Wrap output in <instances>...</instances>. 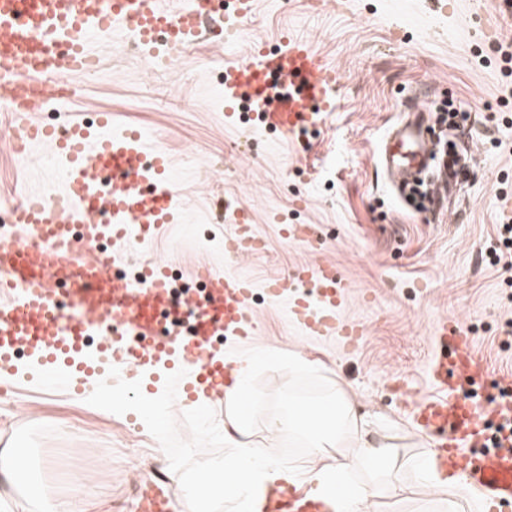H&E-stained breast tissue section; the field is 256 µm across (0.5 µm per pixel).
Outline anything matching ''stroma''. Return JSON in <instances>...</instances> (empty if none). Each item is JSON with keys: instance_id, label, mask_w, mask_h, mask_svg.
I'll return each instance as SVG.
<instances>
[{"instance_id": "1", "label": "stroma", "mask_w": 512, "mask_h": 512, "mask_svg": "<svg viewBox=\"0 0 512 512\" xmlns=\"http://www.w3.org/2000/svg\"><path fill=\"white\" fill-rule=\"evenodd\" d=\"M288 32L340 71L335 110L288 139L245 118L226 125L224 65L254 44L278 46ZM503 45H512L503 0H255L233 49L198 44L162 73L147 74L123 40L96 46L93 73L76 81L80 99L57 116L68 123L108 111L168 149L185 217L139 247L127 273L159 260L187 288L208 268L254 281L257 336L214 340L230 354L263 356L247 383L250 441L305 470L315 459L305 435L273 434L269 421L305 387L324 398L345 392L373 438L391 445L401 474L393 485L378 480L373 512H512V501L493 508L475 489L462 498L446 487L431 492L416 469L429 439L394 395L401 385L413 398L428 394L432 324L446 317L469 336L492 384L512 375V267L494 260L498 225H512V63ZM441 100L464 116L454 141L469 171L436 207L418 209L394 191L381 148L412 108ZM57 178L43 151L0 153V195ZM223 204L246 209L263 251L243 261L225 255L234 227L220 217ZM282 223L311 225L312 247L282 240ZM324 260L351 285L342 314L365 327L357 348L302 336L263 289L272 276ZM13 362L19 373L0 396V451L24 449L31 480L12 488L0 474V512L49 504L67 512L77 486L83 512H133L137 478L160 474L182 512H194L195 476L223 477L236 452L223 404L183 403L174 380L146 382L133 398L82 399L52 386L26 355Z\"/></svg>"}]
</instances>
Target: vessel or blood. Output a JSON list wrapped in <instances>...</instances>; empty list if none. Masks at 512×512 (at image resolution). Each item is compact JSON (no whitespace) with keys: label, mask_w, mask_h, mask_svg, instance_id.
Masks as SVG:
<instances>
[{"label":"vessel or blood","mask_w":512,"mask_h":512,"mask_svg":"<svg viewBox=\"0 0 512 512\" xmlns=\"http://www.w3.org/2000/svg\"><path fill=\"white\" fill-rule=\"evenodd\" d=\"M209 4L186 0L175 10L166 0H0V97L18 103L44 80L90 72L97 62L93 39L132 32L144 59L158 67L156 34H166L177 48L198 41L217 46L222 37L240 34L253 9L252 0H234L219 18ZM338 82L336 70L321 64L311 44L291 35L278 50L260 46L251 61L225 65L224 117L236 122L238 103L247 97L261 127L291 137L334 110ZM19 119L10 149L27 153L49 146L63 180L53 194L17 196L10 209L14 238L0 236V377L22 349L46 367H68L82 392L104 387L96 362L108 359L125 383L166 368L192 375L183 389L189 402L223 401L225 388L234 382L233 368L214 350L212 339L244 340L257 332L249 280L206 271L209 295L200 307L187 299L174 302L166 264L143 265L132 279L114 278L101 259L66 254L74 224L82 225L86 247L110 237L112 256L121 259L132 242L152 241L163 225L181 223L185 207L168 173L167 153L148 147L139 131L117 124L108 112L99 113L92 128L73 122L60 129L24 112ZM425 123L423 111L414 110L382 148V163L396 183L426 170L434 156ZM107 170L119 177L105 196L99 181ZM457 177V157L443 158L437 195H446ZM232 222L228 256L260 251L263 241L244 209L233 210ZM264 288L285 303L290 324L302 335L335 341L343 349L361 342L364 326L341 313L348 285L335 263L295 267L267 280ZM95 333L103 341L92 360L83 351L86 336ZM433 340L441 353L429 368L432 391L413 405L410 416L431 438L435 467L456 470L489 501L512 500V439L492 451L482 447L486 421L512 418V401L485 410L477 406L469 391L488 371L456 322H436ZM136 502L137 512H170L173 494L165 480H150Z\"/></svg>","instance_id":"b4317fda"}]
</instances>
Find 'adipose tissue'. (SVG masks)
<instances>
[{
    "instance_id": "adipose-tissue-1",
    "label": "adipose tissue",
    "mask_w": 512,
    "mask_h": 512,
    "mask_svg": "<svg viewBox=\"0 0 512 512\" xmlns=\"http://www.w3.org/2000/svg\"><path fill=\"white\" fill-rule=\"evenodd\" d=\"M250 360L238 364L236 382L225 395V402L234 412L224 423L226 438L237 444L236 456L224 461V498L235 512H265L275 492L288 486H306L309 493L322 499L331 512H371L378 496L376 484L352 487L351 470L363 469L375 473H388L394 468V460L388 445L370 444L366 430L356 421L354 403L344 393L320 404L324 425L312 431L310 445L316 450L347 447L350 450L345 462L318 465L299 472L287 464L273 459L265 448L247 443L251 431L249 417L239 410L238 396L244 382L253 369Z\"/></svg>"
}]
</instances>
